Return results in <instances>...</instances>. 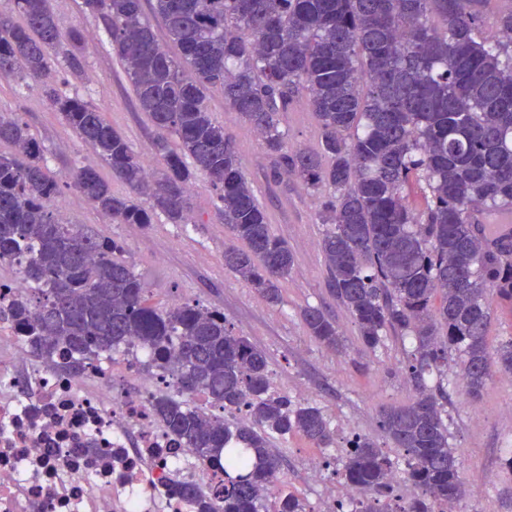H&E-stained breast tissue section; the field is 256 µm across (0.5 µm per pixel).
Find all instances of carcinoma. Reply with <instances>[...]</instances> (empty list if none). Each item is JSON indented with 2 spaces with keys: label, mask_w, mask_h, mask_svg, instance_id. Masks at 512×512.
Returning a JSON list of instances; mask_svg holds the SVG:
<instances>
[{
  "label": "carcinoma",
  "mask_w": 512,
  "mask_h": 512,
  "mask_svg": "<svg viewBox=\"0 0 512 512\" xmlns=\"http://www.w3.org/2000/svg\"><path fill=\"white\" fill-rule=\"evenodd\" d=\"M487 0H154L162 43L143 0H81L124 65L141 111L157 131L150 169L95 105L50 80L57 65L84 67L78 28L64 30L53 0H12L0 13V73L36 83L78 139L124 182L112 193L92 166L55 176L29 126L0 112V265L14 259L35 288L0 307L32 352L87 361L136 340L171 376L176 395L152 400L154 416L181 447L224 478L185 485L195 512H306L303 499L264 492L280 472L273 434L336 445L323 412L271 392L265 352L236 334L224 312L199 302L156 306L124 243L60 217L57 199L80 195L117 224L144 228L163 215L192 223L196 178L214 190L234 243L224 268L268 304L294 255L276 236L238 155L236 140L205 101L212 89L261 140L267 177L291 178L318 196L327 226L321 252L331 297L352 317L361 347L408 340L405 368L415 398L385 406L379 428L403 452L350 440L341 476L364 497L358 512H443L467 493L444 422L448 367L458 354L474 400L496 371L512 374V339L494 345L488 296L512 301V226L477 215L512 212V8L482 20ZM306 97L321 132L315 149L292 147L282 116ZM417 187L423 206L413 207ZM307 334L346 349L322 306L301 311ZM203 395L207 413L178 396ZM245 410L247 419L226 415Z\"/></svg>",
  "instance_id": "1"
}]
</instances>
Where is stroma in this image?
Returning a JSON list of instances; mask_svg holds the SVG:
<instances>
[{
    "label": "stroma",
    "mask_w": 512,
    "mask_h": 512,
    "mask_svg": "<svg viewBox=\"0 0 512 512\" xmlns=\"http://www.w3.org/2000/svg\"><path fill=\"white\" fill-rule=\"evenodd\" d=\"M62 27L81 28L86 36V65L80 76L56 72L67 93H79L106 114L113 128L140 155L152 153L156 131L141 112L124 67L108 45L98 18L82 13L78 0H56ZM206 105L213 118L234 135L248 179L264 206L272 229L294 255V266L281 284L282 302L269 306L249 285L224 268V244L229 233L215 213L209 185L196 181L191 188L192 224H170L155 217L149 228L116 224L83 198L68 195L61 208L64 220L84 224L100 236L122 240L135 272L147 284L155 303L193 300L224 312L236 331L264 350L273 386L278 394L297 404L319 407L336 433L332 448L315 447L294 433L270 438L273 452L282 460L278 484L312 504L325 494L309 479L310 467L322 468L331 483H340L341 453L348 439L359 434L380 439L377 427L381 406L406 404L414 391L404 367L400 343L388 342L376 352L357 349L356 330L350 315L340 307L331 312L343 335L346 352H332L306 333L300 312L328 303L326 271L321 252L325 225L317 221L319 201L301 184L275 185L264 175L267 161L259 141L248 126L224 105L220 92L208 93ZM0 112L16 113L28 123L43 145L49 165L65 176L73 165L97 167L109 179L115 194H127L122 181L102 164L94 150L81 143L57 112L41 96L36 84L0 74ZM448 442L461 462L468 495L457 512H512L503 490L512 482L502 447L512 444V378L494 374L480 399L465 392L458 367L448 371ZM492 482H481L482 474Z\"/></svg>",
    "instance_id": "35a3bbf8"
}]
</instances>
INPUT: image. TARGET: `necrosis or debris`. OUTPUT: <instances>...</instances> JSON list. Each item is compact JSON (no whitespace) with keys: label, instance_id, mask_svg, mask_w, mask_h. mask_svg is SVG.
I'll return each instance as SVG.
<instances>
[{"label":"necrosis or debris","instance_id":"necrosis-or-debris-1","mask_svg":"<svg viewBox=\"0 0 512 512\" xmlns=\"http://www.w3.org/2000/svg\"><path fill=\"white\" fill-rule=\"evenodd\" d=\"M169 383L135 345L73 374L0 320V512H190L180 486L217 474L155 419Z\"/></svg>","mask_w":512,"mask_h":512}]
</instances>
